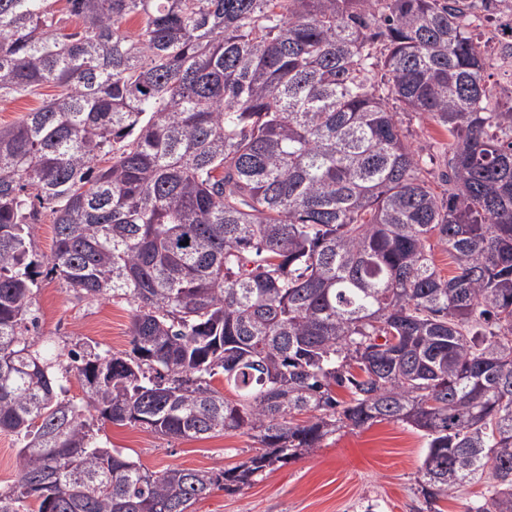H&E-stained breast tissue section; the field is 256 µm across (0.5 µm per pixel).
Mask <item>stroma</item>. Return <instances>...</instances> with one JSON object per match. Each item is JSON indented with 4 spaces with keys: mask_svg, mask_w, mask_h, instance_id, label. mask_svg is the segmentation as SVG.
<instances>
[{
    "mask_svg": "<svg viewBox=\"0 0 512 512\" xmlns=\"http://www.w3.org/2000/svg\"><path fill=\"white\" fill-rule=\"evenodd\" d=\"M37 332L34 346L51 344L57 373L67 376V399L86 400L75 374L67 373L68 352L76 345L121 352L130 347L132 307L123 299L78 298L55 274L40 271L34 290ZM85 417L96 441L120 451L151 472L171 467L221 470L237 466L261 450L249 433L216 434L199 439L156 436L121 426L97 412ZM425 439L410 426L382 421L361 429L345 428L320 448L285 465H274L238 491L216 488L196 502L193 512H422L416 478Z\"/></svg>",
    "mask_w": 512,
    "mask_h": 512,
    "instance_id": "35a3bbf8",
    "label": "stroma"
}]
</instances>
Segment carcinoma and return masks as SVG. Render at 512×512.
I'll return each instance as SVG.
<instances>
[{
  "label": "carcinoma",
  "instance_id": "1",
  "mask_svg": "<svg viewBox=\"0 0 512 512\" xmlns=\"http://www.w3.org/2000/svg\"><path fill=\"white\" fill-rule=\"evenodd\" d=\"M496 2L66 0L71 31L50 0H0V100L59 88L0 125V512H189L385 420L426 440V512L486 474L468 512H512V94L473 25ZM392 101L448 135L442 193ZM43 210L51 271L132 306L130 350L69 353L84 407L25 337ZM86 407L263 452L151 473ZM17 445L13 436L0 434V487L5 489L17 472Z\"/></svg>",
  "mask_w": 512,
  "mask_h": 512
}]
</instances>
